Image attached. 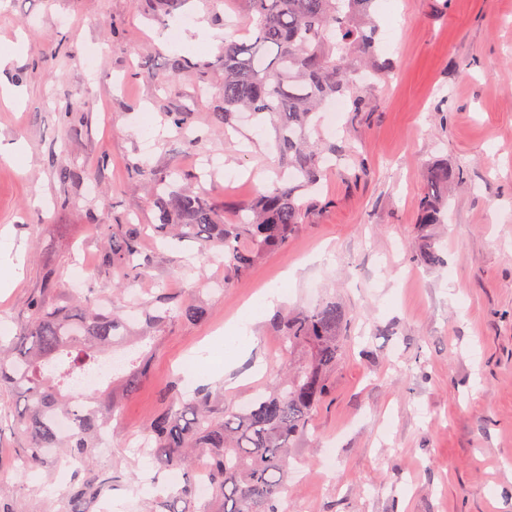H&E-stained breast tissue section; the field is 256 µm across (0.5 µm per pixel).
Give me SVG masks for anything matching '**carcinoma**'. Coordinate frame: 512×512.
I'll use <instances>...</instances> for the list:
<instances>
[{
    "label": "carcinoma",
    "instance_id": "1",
    "mask_svg": "<svg viewBox=\"0 0 512 512\" xmlns=\"http://www.w3.org/2000/svg\"><path fill=\"white\" fill-rule=\"evenodd\" d=\"M253 23L251 36L236 29L224 36V111L216 113L224 135L237 129L238 115L267 114L276 126L282 166L290 171L248 203L240 223L229 228L198 192L178 189L174 170L155 175L150 189L158 210L156 231L203 244L243 273L265 254L278 250L308 216L303 201L323 177L322 148L310 140L316 114L328 99L353 89L346 72L351 54L374 56L376 0H245ZM169 117L178 133L189 135L186 112ZM446 166L430 169L426 192L417 202L418 223L440 224L448 207ZM103 234L102 263L130 279L147 274L134 224H98ZM43 288L29 301L30 320L9 350L0 349V391L23 401L17 431L26 439V468L51 467L60 457L80 461L84 476L67 494L65 512H88L112 487V477L95 468L94 449L103 430L112 428V399L75 388V380L112 350V338L125 326L121 298L107 312L89 296L72 305L50 302ZM186 321L206 310L190 300L165 311ZM350 317L334 300L319 303L280 321L288 351L304 360L289 368L269 392L249 406L220 418L216 397L194 391L149 424L146 440L157 448L166 471L177 474L178 490L157 502L155 512H280L288 482V453L303 436L327 392V371L342 352ZM73 420L68 435L56 418ZM208 463L210 493L198 507L193 487L196 461Z\"/></svg>",
    "mask_w": 512,
    "mask_h": 512
}]
</instances>
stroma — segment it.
Here are the masks:
<instances>
[{"mask_svg": "<svg viewBox=\"0 0 512 512\" xmlns=\"http://www.w3.org/2000/svg\"><path fill=\"white\" fill-rule=\"evenodd\" d=\"M228 21L251 29L243 0H0V88L16 93L0 97V237L22 263L15 285L0 289V322L16 335L49 271L56 300L73 301L80 265L84 287L120 288L133 307L121 348L141 378L129 392L124 369L112 372V445L95 451L97 467L112 471V492L89 512H149L168 477L129 448L131 437L179 394L203 389L231 410L274 386L292 361L281 311L328 298L351 324L331 391L289 458L295 512H512V0L379 8L377 59L348 61L371 108L355 111L342 96L339 128L320 130L336 156L314 210L282 250L242 274L206 260L199 243L158 237L142 171L192 174L212 157L203 190L228 224L271 187L279 151L269 122L246 118L228 135L212 127L224 109L222 49L193 43L197 23ZM177 56L207 64L205 75L163 84ZM377 63L386 78H368ZM170 112L190 113L199 143L175 136ZM434 165L460 178L448 186L446 222L426 226L415 203ZM64 168L77 178L62 182ZM127 222L139 225L149 263L139 280L101 262L96 224ZM430 247L441 264L424 260ZM266 288L283 289L284 299L254 322L235 385L219 377L220 349L210 376L185 377L183 364ZM190 294L205 320L154 321ZM18 409L0 393V500L61 512L70 474L18 472Z\"/></svg>", "mask_w": 512, "mask_h": 512, "instance_id": "stroma-1", "label": "stroma"}]
</instances>
